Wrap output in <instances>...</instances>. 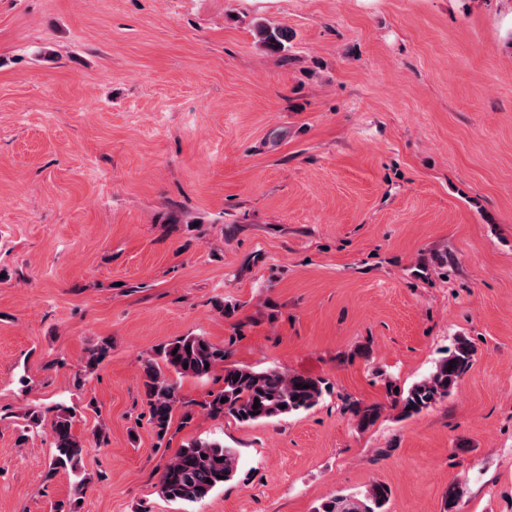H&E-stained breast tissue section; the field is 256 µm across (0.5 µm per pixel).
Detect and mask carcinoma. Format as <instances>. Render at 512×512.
Returning a JSON list of instances; mask_svg holds the SVG:
<instances>
[{
  "mask_svg": "<svg viewBox=\"0 0 512 512\" xmlns=\"http://www.w3.org/2000/svg\"><path fill=\"white\" fill-rule=\"evenodd\" d=\"M264 45L278 47L288 40V31L279 27L258 25ZM110 346L104 342L86 351L81 371L89 373L103 363ZM475 348L465 337L456 339L448 355L437 361L434 369L405 391L391 392L393 406L410 417L448 397L458 380L471 366ZM224 348L204 336L187 335L155 349L152 358L142 364V380L148 400L150 422L158 439L170 432L174 414L182 409L183 423L192 419L191 406L198 405L212 418H232L241 423L268 421L307 411L322 400L326 387L315 377L288 374L276 368L253 370L243 366L224 365ZM224 366V386L208 394V399L195 403L181 393L179 379L209 378L218 366ZM259 407L253 408L254 401ZM51 470L65 469L74 476L73 495L84 494L87 477L82 460L86 445L73 433L75 409L59 403L54 407ZM351 412L362 429L372 426L381 408L354 403ZM239 470L235 449L215 440H195L181 448L164 466L160 476V492L169 501L199 503L224 483L234 479ZM390 490L382 483H372L355 494L337 495L320 503L315 512H387Z\"/></svg>",
  "mask_w": 512,
  "mask_h": 512,
  "instance_id": "carcinoma-1",
  "label": "carcinoma"
}]
</instances>
